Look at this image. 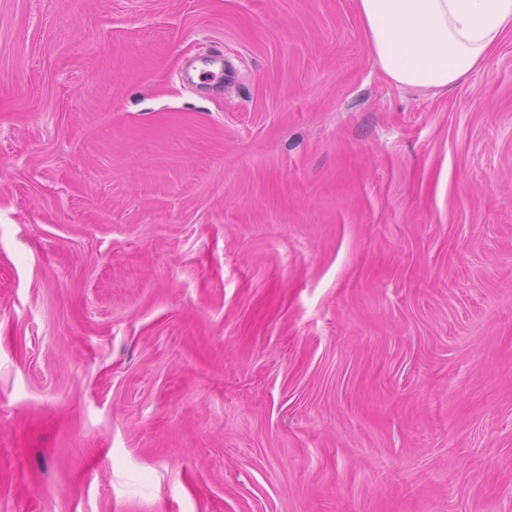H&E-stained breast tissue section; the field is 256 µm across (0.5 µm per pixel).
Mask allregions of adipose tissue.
Masks as SVG:
<instances>
[{"label": "adipose tissue", "instance_id": "adipose-tissue-1", "mask_svg": "<svg viewBox=\"0 0 512 512\" xmlns=\"http://www.w3.org/2000/svg\"><path fill=\"white\" fill-rule=\"evenodd\" d=\"M370 54L401 87L443 90L512 31V0H356Z\"/></svg>", "mask_w": 512, "mask_h": 512}]
</instances>
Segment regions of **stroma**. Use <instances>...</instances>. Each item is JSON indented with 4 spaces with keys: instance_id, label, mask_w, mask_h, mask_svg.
Here are the masks:
<instances>
[{
    "instance_id": "1",
    "label": "stroma",
    "mask_w": 512,
    "mask_h": 512,
    "mask_svg": "<svg viewBox=\"0 0 512 512\" xmlns=\"http://www.w3.org/2000/svg\"><path fill=\"white\" fill-rule=\"evenodd\" d=\"M0 512H512V32L0 0ZM370 54L401 87L443 90L512 31V0H356Z\"/></svg>"
}]
</instances>
